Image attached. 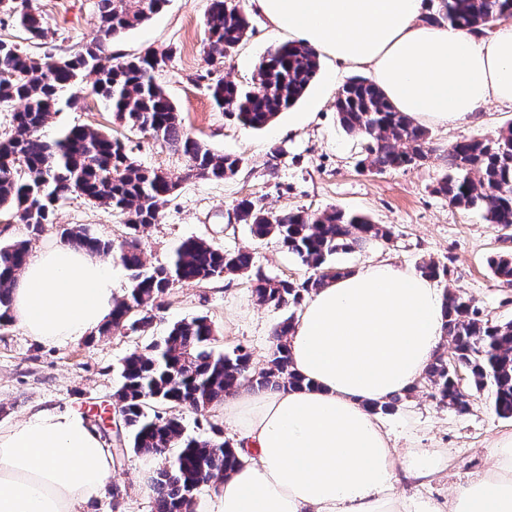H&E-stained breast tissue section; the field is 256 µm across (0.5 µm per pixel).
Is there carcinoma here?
Segmentation results:
<instances>
[{
  "label": "carcinoma",
  "mask_w": 512,
  "mask_h": 512,
  "mask_svg": "<svg viewBox=\"0 0 512 512\" xmlns=\"http://www.w3.org/2000/svg\"><path fill=\"white\" fill-rule=\"evenodd\" d=\"M169 0H98V34L69 56L34 57L17 44L0 39V101H17L12 128L0 135V209L11 213L32 236L54 223L56 203L78 195L110 209L130 229L119 244L91 234L85 227L66 229L67 243L96 253H114L132 271L126 298L115 302L112 317L99 334L146 332L154 311L178 283H203L225 273L246 274L262 305L298 306L306 294L324 286L344 271L331 264L339 253L362 250L372 240H389L391 231L364 215L337 209L320 213L304 210L273 212L259 199L244 198L234 209L235 219L250 226L258 239L276 238L313 274L299 284L274 280L252 271L253 256L246 249L226 252L199 239H186L172 261L149 269L137 244L140 227L155 224L160 205L178 182L159 170H148L129 156L126 145L111 134L75 125L48 141L38 130L72 99L62 94L93 76L91 91L112 109L114 120L125 128L148 134L188 160V174L212 180L233 177L244 159L216 153L185 128L175 105L156 82L157 68L150 55L116 58L112 40L159 13ZM433 22H446L486 33L490 24L512 18V0H441ZM0 13L13 18L34 41L45 40L49 29L29 9L28 0H0ZM206 54L210 59L232 55L251 30L242 10H228L224 0H211L206 19ZM320 61L311 47L291 41L268 47L258 64L260 84L245 89L211 72L207 79L215 105L243 126L261 130L280 113L294 106L317 77ZM338 121L349 134L362 137V163L378 172L423 164L429 150L427 131L398 112L382 91L362 77L348 79L334 102ZM447 171L436 191L463 209L478 208L485 220L512 228V126L494 138L465 137L448 144ZM28 259V242L0 247V308H9L11 284ZM494 277L512 286V252L490 259ZM418 272L430 279L448 275L433 260ZM445 332L451 357L437 355L415 388H431L439 402L459 414L469 411V385L490 396L496 415L512 419V321L494 322L482 315L463 293L446 296ZM289 315L274 329L276 343L266 366L252 367L251 355L241 349L230 354L212 347L215 329L205 316L183 319L166 336L130 352L118 367L121 386L113 404L120 406L121 444L142 455H163L165 462L150 477L157 512H190L194 494L215 483L240 464L221 429L213 436H185L182 418L165 410L188 408L202 416L212 406L243 388L272 391L303 385L291 368L285 338L293 329Z\"/></svg>",
  "instance_id": "carcinoma-1"
}]
</instances>
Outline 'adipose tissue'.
I'll use <instances>...</instances> for the list:
<instances>
[{
    "label": "adipose tissue",
    "mask_w": 512,
    "mask_h": 512,
    "mask_svg": "<svg viewBox=\"0 0 512 512\" xmlns=\"http://www.w3.org/2000/svg\"><path fill=\"white\" fill-rule=\"evenodd\" d=\"M275 30L336 62L366 66L389 102L442 127L512 103V21L490 35L436 24L422 0H249ZM112 267L63 243L29 257L9 315L28 336L63 346L112 314ZM445 297L388 263L312 291L286 339L303 387L225 400L239 465L197 512H512V434L491 468L446 502L395 494L397 474L425 484L445 457L397 451L371 406L413 387L445 336ZM112 452L79 414L44 409L0 430V512H81L102 496Z\"/></svg>",
    "instance_id": "obj_1"
}]
</instances>
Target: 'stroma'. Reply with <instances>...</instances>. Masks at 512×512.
Wrapping results in <instances>:
<instances>
[{"instance_id":"obj_1","label":"stroma","mask_w":512,"mask_h":512,"mask_svg":"<svg viewBox=\"0 0 512 512\" xmlns=\"http://www.w3.org/2000/svg\"><path fill=\"white\" fill-rule=\"evenodd\" d=\"M51 34L43 41H28L24 32L0 14V39L18 43L30 55L60 56L74 52L93 38L98 29V0H29ZM210 0H169L150 20L113 39L117 57H134L148 50H172L167 65L157 72L162 86L180 113L186 129L214 151L242 156L238 174L224 181L188 175L185 157L164 148L151 137L135 134L115 124L110 107L90 91H83L77 107L62 108L40 128L47 140L62 129L79 124L107 131L128 143L132 156L147 169H159L178 178L179 184L160 208L158 223L138 232L146 266L168 263L185 239L196 238L227 251L249 249L254 266L276 279L300 282L310 274L307 266L282 248L274 238L257 239L249 225L234 218L238 200H261L274 211L304 209L319 213L335 207L366 215L392 232L389 242H371L363 251L338 254L332 263L347 270L387 262L413 271L419 262L433 260L448 269L438 280L442 293H467L490 318L512 320V287L500 284L488 262L503 250V232L488 224L476 210L450 205L435 190L445 171L440 148L463 137L495 136L512 125V105L491 102L480 122L459 128L429 127L432 152L423 165L382 173L360 165L362 144L341 128L333 97L324 95L326 72L337 83L363 75L361 67L322 61L317 76L303 98L282 112L268 127L242 126L216 108L205 83L194 75L212 70L214 75L242 86L255 84L259 60L265 49L281 43L270 25L252 15L254 33L232 57L206 64V18ZM279 155H271L272 146ZM86 226L95 236L113 242L128 230L112 211L73 196L62 200L56 221L35 239L24 225L0 212V245L28 240L30 252L59 244L64 227ZM290 308L260 305L247 276L226 274L205 283H179L166 298L151 330L123 335L90 334L63 347L34 341L13 322L0 324V427L17 423L44 408L68 409L88 415L112 404L118 388L116 368L136 346L166 334L173 323L205 316L215 328L216 351L244 347L254 368L264 367L274 344L273 330L290 315ZM395 448H441L448 465L425 487L402 478L396 490L405 496L424 495L447 500L454 487L485 473L491 465L487 450L503 434L512 433V419L497 417L485 396L472 394L470 410L460 415L419 391L399 409L383 418ZM162 458L128 452L115 465L111 488L92 500L84 512H155L149 477Z\"/></svg>"}]
</instances>
